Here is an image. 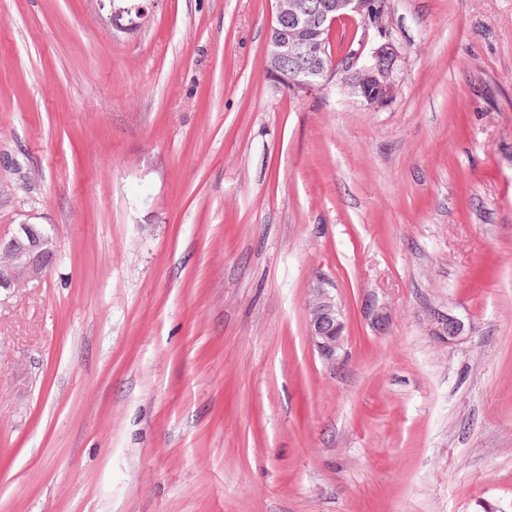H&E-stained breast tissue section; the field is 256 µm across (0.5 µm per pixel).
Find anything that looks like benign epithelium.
<instances>
[{"instance_id":"1","label":"benign epithelium","mask_w":512,"mask_h":512,"mask_svg":"<svg viewBox=\"0 0 512 512\" xmlns=\"http://www.w3.org/2000/svg\"><path fill=\"white\" fill-rule=\"evenodd\" d=\"M109 8L108 22L117 32L137 29L148 8L132 0H96ZM388 0H275L265 71L278 89L305 96L315 89L337 86L360 103L374 108L390 104L398 88V51L391 41L367 47L369 30L387 34ZM347 22L360 38H351L339 56L328 52L336 26ZM58 257L54 238L41 224L21 223L8 238L0 237V293H12L40 282ZM434 334L454 341L465 324L448 313L433 314ZM319 354L334 361L344 342V315L329 289L320 285L308 322Z\"/></svg>"}]
</instances>
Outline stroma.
Listing matches in <instances>:
<instances>
[{
	"label": "stroma",
	"instance_id": "35a3bbf8",
	"mask_svg": "<svg viewBox=\"0 0 512 512\" xmlns=\"http://www.w3.org/2000/svg\"><path fill=\"white\" fill-rule=\"evenodd\" d=\"M273 12L0 0V234L59 248L0 299V512H512V0H389L382 108L275 89ZM99 10L106 5L109 8L107 17L112 30L116 32H127L137 29L144 24L148 18V8L145 4L132 3L131 0H96ZM322 284L316 288L310 311L309 336L323 358L336 361L344 342V315L335 297ZM434 334L438 339L446 340V342L454 341L463 335L465 324L462 319L451 314L434 313Z\"/></svg>",
	"mask_w": 512,
	"mask_h": 512
}]
</instances>
